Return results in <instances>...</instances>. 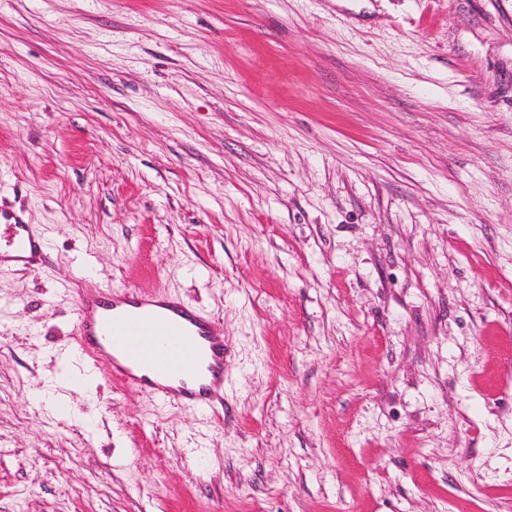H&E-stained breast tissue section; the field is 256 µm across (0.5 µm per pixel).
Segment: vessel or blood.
<instances>
[{
    "label": "vessel or blood",
    "instance_id": "b4317fda",
    "mask_svg": "<svg viewBox=\"0 0 512 512\" xmlns=\"http://www.w3.org/2000/svg\"><path fill=\"white\" fill-rule=\"evenodd\" d=\"M50 250L37 225L0 210V270L40 268ZM74 330L63 358L84 374L107 370L162 408L207 414L224 400V337L214 319L179 297L112 286L83 292Z\"/></svg>",
    "mask_w": 512,
    "mask_h": 512
}]
</instances>
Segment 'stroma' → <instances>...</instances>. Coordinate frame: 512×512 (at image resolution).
Masks as SVG:
<instances>
[{
	"label": "stroma",
	"mask_w": 512,
	"mask_h": 512,
	"mask_svg": "<svg viewBox=\"0 0 512 512\" xmlns=\"http://www.w3.org/2000/svg\"><path fill=\"white\" fill-rule=\"evenodd\" d=\"M0 206V512H512V0H0ZM103 286L223 409L67 375ZM50 250L49 239L36 224H27L16 212L0 210V270L38 269ZM75 341L61 358L91 375L145 392L161 408L199 414L224 403V335L215 320L161 291L96 288L80 293Z\"/></svg>",
	"instance_id": "obj_1"
}]
</instances>
